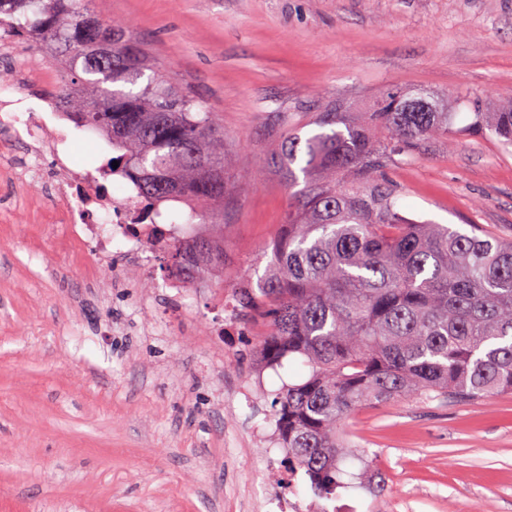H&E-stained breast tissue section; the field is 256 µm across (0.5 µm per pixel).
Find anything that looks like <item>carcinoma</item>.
Wrapping results in <instances>:
<instances>
[{
    "instance_id": "1",
    "label": "carcinoma",
    "mask_w": 512,
    "mask_h": 512,
    "mask_svg": "<svg viewBox=\"0 0 512 512\" xmlns=\"http://www.w3.org/2000/svg\"><path fill=\"white\" fill-rule=\"evenodd\" d=\"M4 1L7 16L51 48L63 116L120 152L111 161L136 182L145 212L182 202L187 223L213 232L186 253L161 245L156 228L170 270L224 267L226 155L212 114L171 79L112 89L136 84L149 58L125 23L102 19L90 0H42L39 17L23 23L16 13L30 0ZM341 122L321 113V132L288 134L272 157L288 188L299 172L305 185L289 194L288 224L258 288L240 292L242 306L268 324L257 353L272 363L299 356L310 368L277 397L275 417L288 458L322 497L336 493L342 463L368 455L343 437L361 407L512 392V239L407 223L382 177L392 154L448 131L450 113L427 93L392 92L343 131ZM469 130L512 145V108L474 113Z\"/></svg>"
}]
</instances>
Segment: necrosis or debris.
<instances>
[{
	"mask_svg": "<svg viewBox=\"0 0 512 512\" xmlns=\"http://www.w3.org/2000/svg\"><path fill=\"white\" fill-rule=\"evenodd\" d=\"M0 54L10 58L17 79L39 89L53 87L58 76L41 65L40 50L34 41L22 42L15 35L0 34ZM15 111H27L25 99L13 100ZM8 116L7 126L1 133L7 142H0V160L5 161V170L17 182H27L38 167L44 153H52L54 167L51 176L42 179V190L59 202L54 214L56 223L71 227L72 246L91 245L99 257H108L112 242L121 238L126 242L127 257L138 266L140 278L146 282L157 278L153 264L148 260L149 235L137 230L141 202L135 183L124 174H117L120 192L106 199L99 193L89 174L75 168L70 156L60 150L57 138L48 136L49 126L43 116L27 111L24 121ZM21 141L26 147L22 162H12L13 143Z\"/></svg>",
	"mask_w": 512,
	"mask_h": 512,
	"instance_id": "4bbe7bcc",
	"label": "necrosis or debris"
}]
</instances>
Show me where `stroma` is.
I'll return each mask as SVG.
<instances>
[{
	"instance_id": "obj_1",
	"label": "stroma",
	"mask_w": 512,
	"mask_h": 512,
	"mask_svg": "<svg viewBox=\"0 0 512 512\" xmlns=\"http://www.w3.org/2000/svg\"><path fill=\"white\" fill-rule=\"evenodd\" d=\"M124 21L156 76L187 86L224 130V284L257 281L288 219L270 159L318 113L346 119L390 92L424 89L452 111L448 134L393 155L384 173L408 219L512 237V147L474 135L473 102L512 100V0H94ZM63 150L97 171L108 143L54 119ZM39 186L0 176V512H277L263 439L274 402L304 381L302 358L253 383L267 328L241 311L230 333L207 294L142 282L113 245L108 266L66 247ZM369 450L338 491L356 512H512V393L465 404L377 403L348 420Z\"/></svg>"
}]
</instances>
